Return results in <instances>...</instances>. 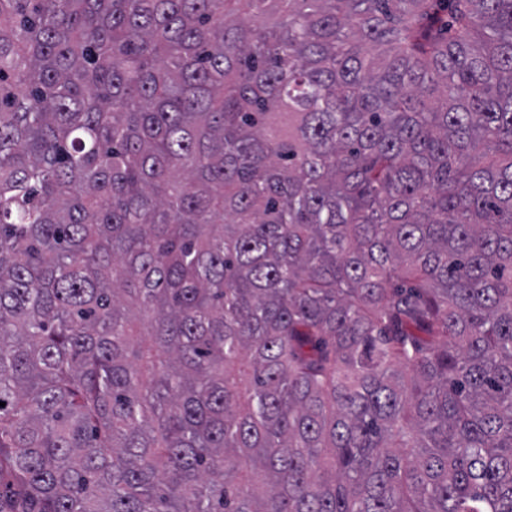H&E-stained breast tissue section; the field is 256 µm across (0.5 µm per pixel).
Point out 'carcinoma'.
Wrapping results in <instances>:
<instances>
[{
    "instance_id": "cac0c4a2",
    "label": "carcinoma",
    "mask_w": 512,
    "mask_h": 512,
    "mask_svg": "<svg viewBox=\"0 0 512 512\" xmlns=\"http://www.w3.org/2000/svg\"><path fill=\"white\" fill-rule=\"evenodd\" d=\"M2 402L0 512H512V0H0Z\"/></svg>"
}]
</instances>
